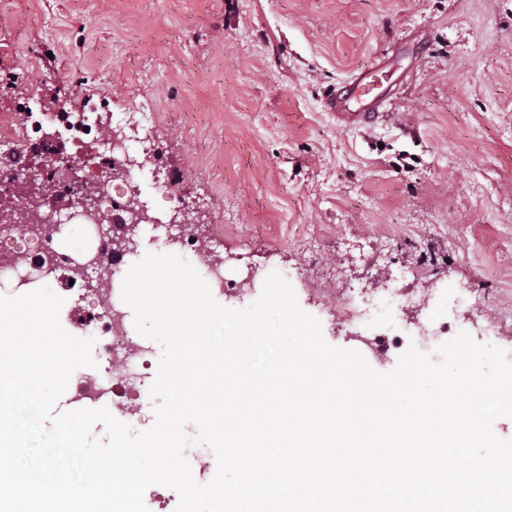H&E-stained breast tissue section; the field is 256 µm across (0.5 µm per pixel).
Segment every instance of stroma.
I'll use <instances>...</instances> for the list:
<instances>
[{"instance_id": "stroma-1", "label": "stroma", "mask_w": 512, "mask_h": 512, "mask_svg": "<svg viewBox=\"0 0 512 512\" xmlns=\"http://www.w3.org/2000/svg\"><path fill=\"white\" fill-rule=\"evenodd\" d=\"M381 115L342 128L339 85L381 60ZM0 109L29 97L150 103L181 193L213 197L227 265L287 272L325 340L352 348L313 280L376 284L421 264L430 297L512 356V0H0Z\"/></svg>"}]
</instances>
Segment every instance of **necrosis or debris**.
Returning a JSON list of instances; mask_svg holds the SVG:
<instances>
[{"mask_svg": "<svg viewBox=\"0 0 512 512\" xmlns=\"http://www.w3.org/2000/svg\"><path fill=\"white\" fill-rule=\"evenodd\" d=\"M44 117L25 106L22 111L0 115V173L9 170L15 160L42 137ZM65 142L78 147L92 142L97 146L99 160H117L126 170L120 189L102 183L98 176L81 174L75 157L60 162L55 175L65 186L78 188L77 196H62L58 202L41 205L33 218L23 225L8 227L6 217L0 216V281L12 278L19 285L48 282L59 273L68 274L76 302L81 305L80 316L70 323V330L92 337L106 366L104 374H78L71 388L76 400L89 406L105 405L123 415L130 426H137L138 415L147 395L143 380L150 368L155 348L150 342L133 336L128 321L129 307L121 298L122 281L127 273L133 252L114 255L112 240L103 237L96 242L93 263L78 265L58 240L48 236L49 224L108 225L112 211L137 198L141 221L155 224L156 239L162 247L178 246L182 256L190 261L210 282L223 285L227 297H238L241 288L237 281L224 277L223 265L213 264L218 249L224 246V219L214 216L208 238L194 236L189 225L182 223L157 224L141 201L137 177L150 172L155 192L168 203L171 210L195 212L208 209V197L185 199L176 189V182L166 172L150 119H132L130 113L117 112L102 117L97 112L76 113L72 106L61 105L51 117ZM418 269L406 267L400 275L390 276L385 287L355 288L344 301L342 324L351 339L358 343L363 354L377 359L387 357L398 348L396 335H377L372 331L375 321L399 319L406 295L399 279L417 276Z\"/></svg>", "mask_w": 512, "mask_h": 512, "instance_id": "4bbe7bcc", "label": "necrosis or debris"}]
</instances>
